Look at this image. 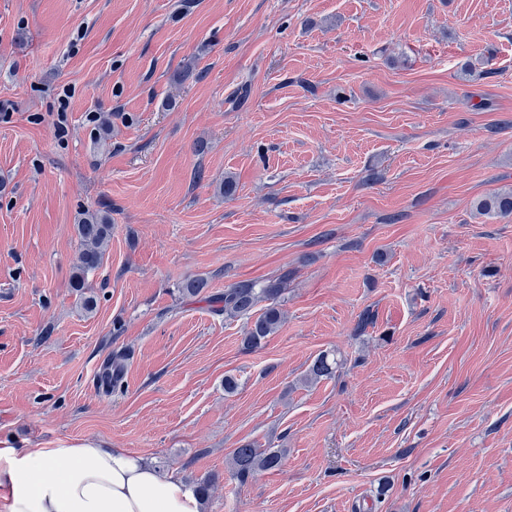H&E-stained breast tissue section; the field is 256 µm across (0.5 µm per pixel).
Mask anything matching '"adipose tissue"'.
I'll list each match as a JSON object with an SVG mask.
<instances>
[{
	"label": "adipose tissue",
	"mask_w": 512,
	"mask_h": 512,
	"mask_svg": "<svg viewBox=\"0 0 512 512\" xmlns=\"http://www.w3.org/2000/svg\"><path fill=\"white\" fill-rule=\"evenodd\" d=\"M0 512H199V500L143 458L85 441L0 448Z\"/></svg>",
	"instance_id": "ef3b65f1"
}]
</instances>
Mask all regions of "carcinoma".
Instances as JSON below:
<instances>
[{"label": "carcinoma", "mask_w": 512, "mask_h": 512, "mask_svg": "<svg viewBox=\"0 0 512 512\" xmlns=\"http://www.w3.org/2000/svg\"><path fill=\"white\" fill-rule=\"evenodd\" d=\"M476 209L488 218H501L512 215V191L494 194L478 201ZM80 244L77 263L73 271V287H85L89 273L102 266L108 242L112 235V223L105 211L87 210L81 213L76 224ZM282 282L269 283L261 288L252 281H243L224 290V294L212 298L215 311L229 318L244 317L251 314L257 303L263 299L271 301L247 329L244 343L258 348L269 336L275 334L281 326L284 313L278 299L282 295ZM337 361H331L323 354L313 362L306 374V381L316 382L329 378L336 373ZM282 455L267 452L244 444L233 452L232 475L238 480L245 479L256 470H271L281 464Z\"/></svg>", "instance_id": "cac0c4a2"}]
</instances>
